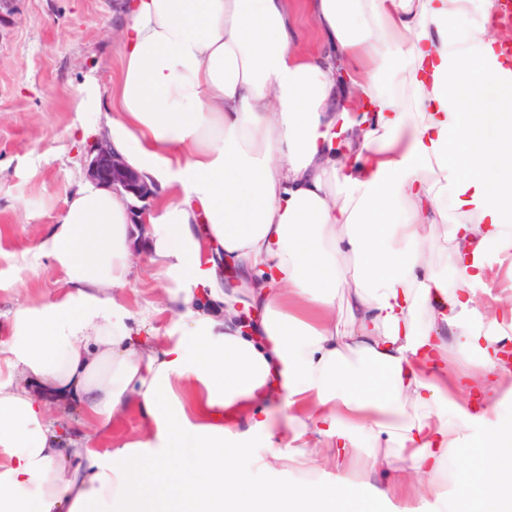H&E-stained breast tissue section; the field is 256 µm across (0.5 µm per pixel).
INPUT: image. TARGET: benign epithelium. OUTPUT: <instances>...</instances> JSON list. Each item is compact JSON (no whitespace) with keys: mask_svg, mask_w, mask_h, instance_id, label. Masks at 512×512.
Segmentation results:
<instances>
[{"mask_svg":"<svg viewBox=\"0 0 512 512\" xmlns=\"http://www.w3.org/2000/svg\"><path fill=\"white\" fill-rule=\"evenodd\" d=\"M87 176L130 198L132 223H146L156 196L155 184L131 167L103 134L88 149Z\"/></svg>","mask_w":512,"mask_h":512,"instance_id":"obj_1","label":"benign epithelium"}]
</instances>
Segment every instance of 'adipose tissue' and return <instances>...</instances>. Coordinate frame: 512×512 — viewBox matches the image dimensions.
<instances>
[{"label": "adipose tissue", "instance_id": "obj_1", "mask_svg": "<svg viewBox=\"0 0 512 512\" xmlns=\"http://www.w3.org/2000/svg\"><path fill=\"white\" fill-rule=\"evenodd\" d=\"M322 48L300 54L291 0H117L121 68L75 89L83 131L161 180L131 224L85 180L39 244L63 272L9 312L0 349V512H347L353 484L400 451L438 512H469L438 476L512 369V315L475 321L492 254L512 253V69L496 0H303ZM349 75L348 83L336 79ZM442 228L445 264L422 250ZM175 309L144 340L119 302L135 239ZM210 243L244 290L203 266ZM256 311L250 334L237 306ZM147 424L98 452L129 405ZM56 407L81 418L63 423ZM263 438L248 480L239 455ZM374 452L356 460L360 441ZM480 512H512V420L482 438Z\"/></svg>", "mask_w": 512, "mask_h": 512}]
</instances>
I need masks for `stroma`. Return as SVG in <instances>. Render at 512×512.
<instances>
[{
	"instance_id": "stroma-1",
	"label": "stroma",
	"mask_w": 512,
	"mask_h": 512,
	"mask_svg": "<svg viewBox=\"0 0 512 512\" xmlns=\"http://www.w3.org/2000/svg\"><path fill=\"white\" fill-rule=\"evenodd\" d=\"M114 0H15L0 19V324L15 303H40L62 273L38 245L62 201L86 176L87 144L75 126V87L91 72L109 84L119 72ZM135 276L119 300L133 322L165 341L177 320L166 309L146 251L134 254ZM480 440L463 449L448 494L476 502ZM382 481L354 480L352 512H432L420 494L381 496Z\"/></svg>"
}]
</instances>
